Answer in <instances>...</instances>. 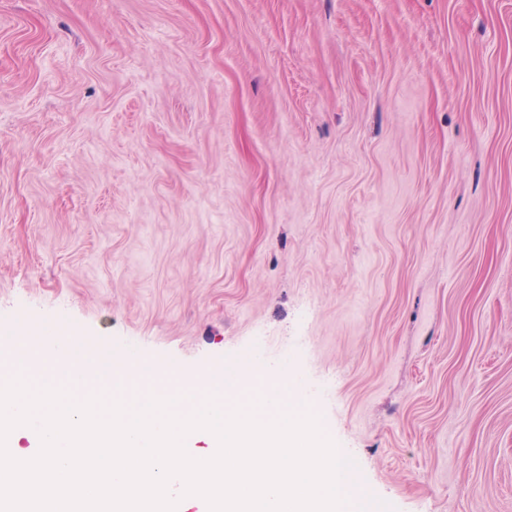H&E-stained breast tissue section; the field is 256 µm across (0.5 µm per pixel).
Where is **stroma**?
<instances>
[{
	"label": "stroma",
	"mask_w": 512,
	"mask_h": 512,
	"mask_svg": "<svg viewBox=\"0 0 512 512\" xmlns=\"http://www.w3.org/2000/svg\"><path fill=\"white\" fill-rule=\"evenodd\" d=\"M62 316L512 512V0H0V331Z\"/></svg>",
	"instance_id": "1"
}]
</instances>
